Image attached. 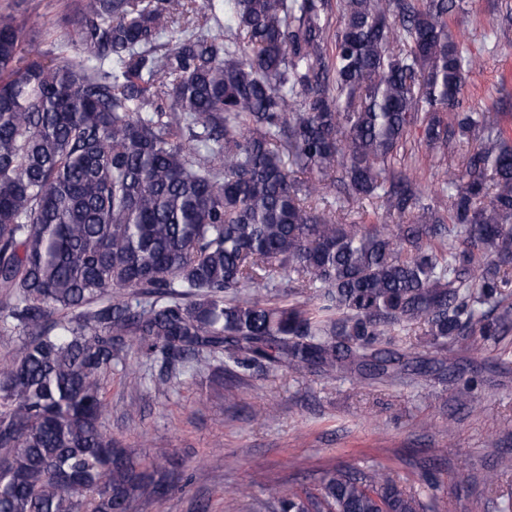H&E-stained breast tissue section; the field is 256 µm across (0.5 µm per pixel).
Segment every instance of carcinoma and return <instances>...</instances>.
Returning <instances> with one entry per match:
<instances>
[{"label": "carcinoma", "instance_id": "obj_1", "mask_svg": "<svg viewBox=\"0 0 512 512\" xmlns=\"http://www.w3.org/2000/svg\"><path fill=\"white\" fill-rule=\"evenodd\" d=\"M67 0L35 58L0 8V512H135L184 489L102 429L135 351L202 372L445 379L498 343L512 299V137L462 112L460 0ZM444 158L448 216L400 154ZM305 178L295 176V173ZM336 189V209L310 203ZM376 198L398 224H342ZM286 275V300L269 287ZM415 339L392 349V330ZM434 349L425 358L419 347ZM267 512H432L384 470L277 489Z\"/></svg>", "mask_w": 512, "mask_h": 512}]
</instances>
